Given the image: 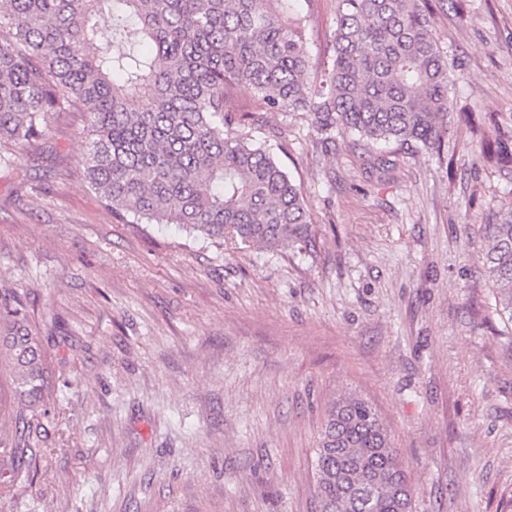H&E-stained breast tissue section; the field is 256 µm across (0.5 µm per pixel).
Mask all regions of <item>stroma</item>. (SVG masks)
<instances>
[{"instance_id":"stroma-1","label":"stroma","mask_w":512,"mask_h":512,"mask_svg":"<svg viewBox=\"0 0 512 512\" xmlns=\"http://www.w3.org/2000/svg\"><path fill=\"white\" fill-rule=\"evenodd\" d=\"M314 60L332 0H302ZM460 64L447 152L317 147L303 112L251 113L312 218L306 249L222 246L131 224L84 177L85 115L0 145V286L24 290L64 390L33 482L0 512H315L311 456L345 395L375 408L413 512H497L512 497V324L481 254L512 169L456 114L512 131V0H435Z\"/></svg>"}]
</instances>
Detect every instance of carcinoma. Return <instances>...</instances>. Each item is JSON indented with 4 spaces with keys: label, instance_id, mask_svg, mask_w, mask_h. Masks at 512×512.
<instances>
[{
    "label": "carcinoma",
    "instance_id": "obj_1",
    "mask_svg": "<svg viewBox=\"0 0 512 512\" xmlns=\"http://www.w3.org/2000/svg\"><path fill=\"white\" fill-rule=\"evenodd\" d=\"M295 0H5L0 6V143L37 142L51 119L88 112L84 172L119 217L176 224L209 240L276 248L309 241L300 187L268 145L235 128L236 89L262 109L305 112L324 149L336 133L368 144H417L441 153L454 112L448 56L431 0H333L332 55L313 71L307 19ZM112 4V34L148 50L112 53L94 18ZM485 158L512 167L499 117L461 112ZM483 266L512 321V207L492 211ZM0 497L50 453L30 444L57 391L26 295L0 289ZM320 512H413L406 470L368 401L328 408L311 460Z\"/></svg>",
    "mask_w": 512,
    "mask_h": 512
}]
</instances>
